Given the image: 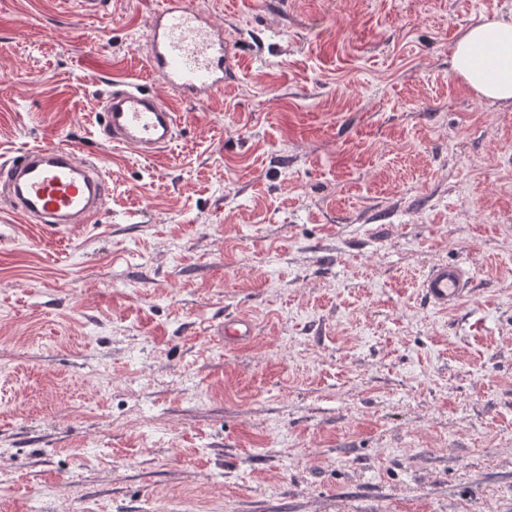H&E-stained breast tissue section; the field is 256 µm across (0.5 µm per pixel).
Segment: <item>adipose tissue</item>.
Listing matches in <instances>:
<instances>
[{"label": "adipose tissue", "instance_id": "adipose-tissue-1", "mask_svg": "<svg viewBox=\"0 0 512 512\" xmlns=\"http://www.w3.org/2000/svg\"><path fill=\"white\" fill-rule=\"evenodd\" d=\"M493 45L490 59L478 61L479 49ZM452 72L480 96L512 100V22L489 20L464 31L454 45Z\"/></svg>", "mask_w": 512, "mask_h": 512}]
</instances>
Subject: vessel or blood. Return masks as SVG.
<instances>
[{
  "mask_svg": "<svg viewBox=\"0 0 512 512\" xmlns=\"http://www.w3.org/2000/svg\"><path fill=\"white\" fill-rule=\"evenodd\" d=\"M147 66L171 90L162 100L117 80L103 102L99 135L106 143L131 148L152 157L175 139L180 103H206L234 82L242 58L234 41L216 31L205 11L187 0H162L149 27ZM109 191L99 162L81 160L73 147L43 145L0 162V196L26 222L57 229L64 224H88L99 213ZM471 273L460 263L431 267L421 292L434 308L447 311L469 293ZM225 342L244 343L254 334L246 316L220 326Z\"/></svg>",
  "mask_w": 512,
  "mask_h": 512,
  "instance_id": "b4317fda",
  "label": "vessel or blood"
}]
</instances>
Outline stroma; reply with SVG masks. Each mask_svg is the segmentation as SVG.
I'll return each mask as SVG.
<instances>
[{"label": "stroma", "mask_w": 512, "mask_h": 512, "mask_svg": "<svg viewBox=\"0 0 512 512\" xmlns=\"http://www.w3.org/2000/svg\"><path fill=\"white\" fill-rule=\"evenodd\" d=\"M189 3L243 70L144 158L96 127L113 80L170 95L158 0H0V161L110 185L56 231L0 205V512H512V103L450 67L512 0ZM470 270L462 263H442L431 267L421 281V292L427 302L447 311L461 303L470 292ZM226 343H245L254 335V323L247 316L225 319L220 326V336Z\"/></svg>", "instance_id": "obj_1"}]
</instances>
